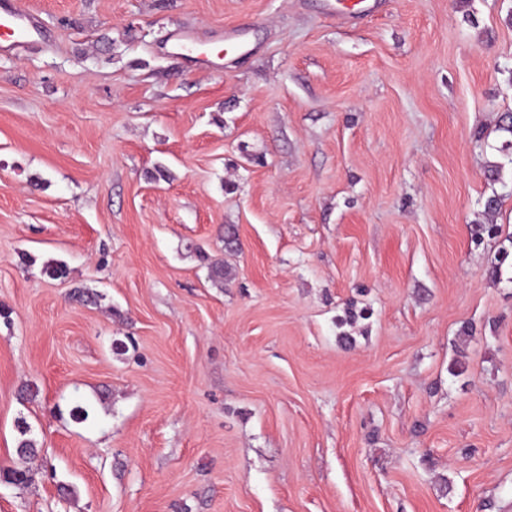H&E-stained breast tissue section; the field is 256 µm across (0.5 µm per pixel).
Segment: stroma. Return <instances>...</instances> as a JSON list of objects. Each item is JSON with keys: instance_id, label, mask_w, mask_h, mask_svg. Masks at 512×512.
<instances>
[{"instance_id": "stroma-1", "label": "stroma", "mask_w": 512, "mask_h": 512, "mask_svg": "<svg viewBox=\"0 0 512 512\" xmlns=\"http://www.w3.org/2000/svg\"><path fill=\"white\" fill-rule=\"evenodd\" d=\"M22 2L0 512H512V0ZM25 424L26 422L22 421L21 425L18 426L20 434L23 437L21 440H19L18 446L16 448L19 462L8 468L5 472L6 476L11 482L19 485L25 484L29 481V473L31 470L28 464L37 455V447L35 441L25 437L28 432H30L29 426Z\"/></svg>"}]
</instances>
